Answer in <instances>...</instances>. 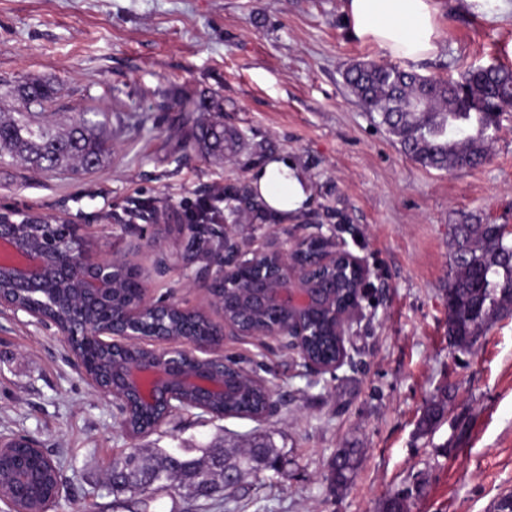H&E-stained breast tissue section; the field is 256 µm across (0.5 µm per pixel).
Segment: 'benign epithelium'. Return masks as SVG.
Returning <instances> with one entry per match:
<instances>
[{
	"label": "benign epithelium",
	"instance_id": "benign-epithelium-1",
	"mask_svg": "<svg viewBox=\"0 0 512 512\" xmlns=\"http://www.w3.org/2000/svg\"><path fill=\"white\" fill-rule=\"evenodd\" d=\"M20 218L25 213L19 210L0 211V283L10 284L0 289V309L26 316L34 324L50 323L64 341L80 344V350L68 349L69 356L88 383L123 412L150 414L159 427L187 408L223 417L210 409V403L238 392V386L224 378V340L250 336L227 315L238 304L227 289L240 285L248 288V307L271 318L258 335L286 339L306 368L317 374L334 375L350 363L345 339L363 315L368 269L345 241L325 234L320 227L300 238L288 236L276 247L259 248L250 257L238 255L235 249L214 252L199 287L208 294L218 316L206 313L205 331L200 335H169L143 325L147 310L163 306L183 311L185 307L172 297L153 298L147 276H134L121 313L113 314L109 306L117 268L114 259L92 253L81 225L67 220L44 222L48 231L64 228L67 235L35 246L19 231ZM338 261L354 281L346 307L339 313L332 302L336 279L317 275L320 269H336ZM52 282L79 285V299L64 301L61 321L45 316L40 305L52 295L48 288ZM322 320L329 335L338 337L340 354L330 363L310 358L302 341L310 335V324ZM90 347L123 354L120 366L111 369L104 380L90 366Z\"/></svg>",
	"mask_w": 512,
	"mask_h": 512
}]
</instances>
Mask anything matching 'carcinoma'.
I'll return each instance as SVG.
<instances>
[{"label": "carcinoma", "mask_w": 512, "mask_h": 512, "mask_svg": "<svg viewBox=\"0 0 512 512\" xmlns=\"http://www.w3.org/2000/svg\"><path fill=\"white\" fill-rule=\"evenodd\" d=\"M344 84L364 109L377 115L387 133L403 151L426 168L454 170L473 168L489 155L493 132L488 112H502L512 104V68L495 63L469 71L459 80L428 79L424 82L397 65L358 62L349 66ZM57 89L41 81L17 86L18 112L0 113V161L9 160L29 171L90 172L112 155L108 118L103 112L80 113L60 127L44 117V105L56 98ZM192 122L195 139L203 150H224V124L200 123L188 103L182 104ZM264 207L247 183L224 187V220L238 224L245 211ZM452 266L448 279V339L459 350L470 351L480 336L504 317L512 315V237L491 224H454L449 233ZM224 247V237L212 229L199 236L198 256L205 260ZM165 324L174 333L188 326L204 327L199 315L172 310ZM310 356L331 361L338 354L333 336H313L307 344ZM265 405L263 389L246 384L236 400L224 401L232 414L255 415ZM448 391L434 395L418 421L426 433L447 412ZM119 424L124 433H142L152 423L133 412ZM284 461L282 449L268 434L255 436L236 448L224 450L223 474L211 464L208 453L192 457L183 449L132 445L115 463L112 490L129 495V512H148L149 503L165 493L188 498L197 508L221 509L235 498L244 474L272 471ZM362 463L359 448L338 450L330 470V481L338 489L347 487ZM228 481L224 490L204 500L194 496L197 484Z\"/></svg>", "instance_id": "cac0c4a2"}]
</instances>
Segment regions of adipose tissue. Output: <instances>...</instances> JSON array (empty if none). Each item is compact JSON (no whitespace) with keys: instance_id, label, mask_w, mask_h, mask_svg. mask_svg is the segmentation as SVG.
<instances>
[{"instance_id":"obj_1","label":"adipose tissue","mask_w":512,"mask_h":512,"mask_svg":"<svg viewBox=\"0 0 512 512\" xmlns=\"http://www.w3.org/2000/svg\"><path fill=\"white\" fill-rule=\"evenodd\" d=\"M344 12L351 36L386 57L419 62L440 49L435 0H346ZM253 187L267 209L283 216L302 211L311 195L302 170L284 153L254 171Z\"/></svg>"}]
</instances>
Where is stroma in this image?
Segmentation results:
<instances>
[{
  "label": "stroma",
  "instance_id": "obj_1",
  "mask_svg": "<svg viewBox=\"0 0 512 512\" xmlns=\"http://www.w3.org/2000/svg\"><path fill=\"white\" fill-rule=\"evenodd\" d=\"M438 54L406 70L434 79L501 61L512 65V13L488 16L469 0H438ZM344 0H0V111L18 84L59 86L49 104L64 124L86 111L110 115L112 156L89 173H34L0 163V206L82 225L93 253L134 254L153 296L208 305L194 283L202 263L177 230L189 203L251 182L268 157L288 153L311 185L307 209L288 219L251 214L235 232L275 242L322 224L365 257L371 301L353 327L354 368L309 374L278 341H224V354L269 380L277 413L267 421L173 416L144 448H230L273 431L287 481H241L232 512H380L409 496L410 512H490L512 491V316L475 350L448 343L449 229L512 224V107L485 163L426 168L404 153L351 96L342 73L383 62L354 40ZM220 114L245 132L235 151L197 147L180 104ZM150 205L164 229L131 216ZM448 390V420L418 431L431 396ZM25 435L60 463L67 482L54 512H122L107 481L131 442L111 400L69 360L55 328L0 309V436ZM363 463L347 488L327 480L339 449Z\"/></svg>",
  "mask_w": 512,
  "mask_h": 512
}]
</instances>
